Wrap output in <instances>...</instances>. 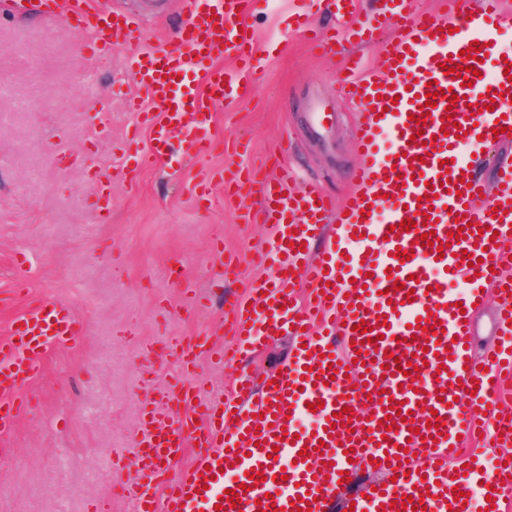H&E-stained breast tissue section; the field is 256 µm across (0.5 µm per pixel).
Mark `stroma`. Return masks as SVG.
<instances>
[{
  "label": "stroma",
  "instance_id": "stroma-1",
  "mask_svg": "<svg viewBox=\"0 0 512 512\" xmlns=\"http://www.w3.org/2000/svg\"><path fill=\"white\" fill-rule=\"evenodd\" d=\"M107 11L148 29L146 50H158L178 28L182 0H99ZM244 23L260 60L239 97L215 107L211 127L228 144L249 142L244 164L271 172L274 153L326 193L342 197L361 158L355 144L358 108L340 92L335 71L345 54L374 65L378 45L346 38L335 57L310 50L308 31L334 20L321 0H259ZM125 53L103 58L91 51L66 13L54 22L0 6V337L29 305L43 299L72 304L82 339L44 355L39 373L19 391L27 406L7 437H0V512H131L123 485L137 468L113 463L132 455L146 412L178 374L165 362L151 372L141 363L146 346L211 338L185 382L202 394L231 392L234 379H263L287 359L292 342L278 336L257 354L219 361L232 351L224 329L226 296H245L270 265L250 259L273 249L268 225L243 224L236 203L216 192L197 200L188 192L200 173L214 174L221 151L182 159L178 172L164 161L126 176L133 152H145L149 131L126 100L141 95L123 65ZM336 119L320 136L308 132L316 103ZM106 136H99V128ZM71 154L56 165L54 152ZM112 176L108 213L97 210V176ZM245 259L243 276L225 279L215 243ZM183 266L185 281L168 276ZM197 295L186 306L184 286ZM496 300L488 298L472 321L470 351L480 360L498 346Z\"/></svg>",
  "mask_w": 512,
  "mask_h": 512
}]
</instances>
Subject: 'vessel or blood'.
<instances>
[{"instance_id":"vessel-or-blood-1","label":"vessel or blood","mask_w":512,"mask_h":512,"mask_svg":"<svg viewBox=\"0 0 512 512\" xmlns=\"http://www.w3.org/2000/svg\"><path fill=\"white\" fill-rule=\"evenodd\" d=\"M63 2L92 50H125L130 72L159 106L149 158L210 150L211 109L231 104L241 79L219 62L252 48L239 19L258 0H183L175 36L148 54L139 26L93 0ZM323 3L341 29L350 27L357 0ZM385 23L393 33L377 68L361 75V58L351 56L337 76L361 107L364 159L343 202L315 188L290 190L285 169L272 179L246 177L262 192L275 275L251 282L225 321L240 354L291 336L286 366L258 390L238 377L233 402L199 403L192 416L172 413L190 402L189 388H172L154 403L136 439L142 480L125 490L133 512H322L358 462L388 483L351 497L355 512H388L399 495L423 501L426 512H472L479 489L493 490L498 506L512 498V454L483 468L461 447L465 439L512 443V418L499 408L500 385L512 379V279L497 272L512 254V163L498 166L489 190L466 154L474 141L497 143L498 128L512 137V78L498 39L504 22L498 0H442L433 13L397 0ZM477 43L478 58L464 56ZM430 90L437 98L429 108ZM408 218L413 228H403ZM429 230L431 244H420ZM402 251L409 254L403 261ZM452 280L457 289H448ZM489 285L500 300L501 349L480 366L469 359L467 336ZM361 323L377 341L358 332ZM83 333L63 300H41L14 321L0 339V435L23 409L17 388L34 378L47 350L74 345ZM209 345L200 334L166 356L185 372ZM399 361L414 363V372L397 371ZM307 414L314 425L299 429ZM189 441L198 452L185 465ZM232 493L238 506L228 500Z\"/></svg>"}]
</instances>
